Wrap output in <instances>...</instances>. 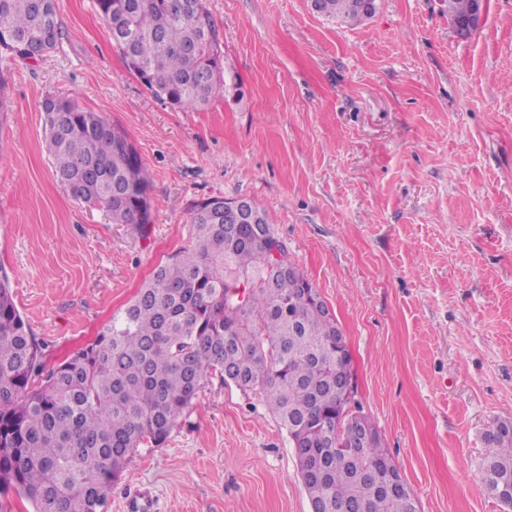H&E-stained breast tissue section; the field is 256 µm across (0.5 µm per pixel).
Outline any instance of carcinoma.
I'll use <instances>...</instances> for the list:
<instances>
[{
  "label": "carcinoma",
  "instance_id": "carcinoma-1",
  "mask_svg": "<svg viewBox=\"0 0 512 512\" xmlns=\"http://www.w3.org/2000/svg\"><path fill=\"white\" fill-rule=\"evenodd\" d=\"M448 19L475 0H446ZM108 29L132 31L122 53L157 99L200 109L224 95L221 37L203 0H95ZM345 24L373 12L363 0H313ZM62 28L54 0H0V62L43 58ZM54 177L77 202L141 234L152 223L151 184L134 145L70 99L43 103ZM190 212L193 242L158 266L88 347L48 368L7 274H0V494L13 490L34 512H104L112 482L142 444H163L207 374L264 397L290 437L316 512H414L412 492L385 493L362 469L390 462L373 423L369 445L346 456L359 410L337 411V370L351 369L336 318L288 259L285 274L257 243L260 226L227 225L214 206ZM494 451L481 466L488 494L512 512V424L488 431Z\"/></svg>",
  "mask_w": 512,
  "mask_h": 512
}]
</instances>
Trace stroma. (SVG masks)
<instances>
[{
    "mask_svg": "<svg viewBox=\"0 0 512 512\" xmlns=\"http://www.w3.org/2000/svg\"><path fill=\"white\" fill-rule=\"evenodd\" d=\"M227 89L202 110L154 98L94 0H55L60 45L0 74V270L44 360L91 343L190 209L253 201L347 338L356 399L420 512H501L485 434L512 420V0L458 36L445 0H377L351 26L309 0H204ZM124 132L148 169L137 234L54 180L46 97ZM107 512H311L263 398L211 373L159 446L131 455Z\"/></svg>",
    "mask_w": 512,
    "mask_h": 512,
    "instance_id": "1",
    "label": "stroma"
}]
</instances>
